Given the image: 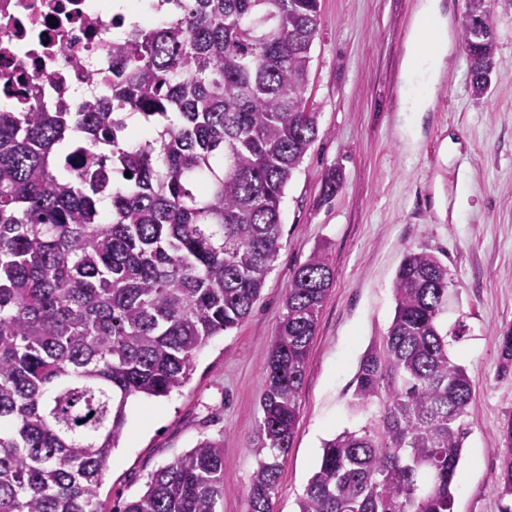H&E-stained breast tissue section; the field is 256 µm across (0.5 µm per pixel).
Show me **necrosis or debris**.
<instances>
[{
	"label": "necrosis or debris",
	"instance_id": "obj_1",
	"mask_svg": "<svg viewBox=\"0 0 512 512\" xmlns=\"http://www.w3.org/2000/svg\"><path fill=\"white\" fill-rule=\"evenodd\" d=\"M115 0H0V111L39 94L48 112L72 86L112 71V40L125 24Z\"/></svg>",
	"mask_w": 512,
	"mask_h": 512
}]
</instances>
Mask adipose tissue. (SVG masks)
Listing matches in <instances>:
<instances>
[{
    "mask_svg": "<svg viewBox=\"0 0 512 512\" xmlns=\"http://www.w3.org/2000/svg\"><path fill=\"white\" fill-rule=\"evenodd\" d=\"M449 54L448 33L440 0H421L407 44L403 68L406 88L400 99L405 112H422L439 83Z\"/></svg>",
    "mask_w": 512,
    "mask_h": 512,
    "instance_id": "1",
    "label": "adipose tissue"
}]
</instances>
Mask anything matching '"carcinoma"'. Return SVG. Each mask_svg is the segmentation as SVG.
Segmentation results:
<instances>
[{
  "label": "carcinoma",
  "mask_w": 512,
  "mask_h": 512,
  "mask_svg": "<svg viewBox=\"0 0 512 512\" xmlns=\"http://www.w3.org/2000/svg\"><path fill=\"white\" fill-rule=\"evenodd\" d=\"M319 20V0H186L112 42V78L85 111L0 112V512H104L129 401L184 386L197 351L250 315L282 248L285 189L319 134L305 99ZM460 35L480 99L497 50L488 0H467ZM128 111L156 135L123 134ZM332 280L320 250L291 275L263 360L249 512H274ZM449 284L435 254L403 257L392 322L355 378L378 410L323 442L298 512H454L474 383L448 355L466 331L442 320ZM498 352L511 370L512 330ZM503 438L502 501L512 418ZM223 502L224 442L204 438L121 512Z\"/></svg>",
  "instance_id": "cac0c4a2"
}]
</instances>
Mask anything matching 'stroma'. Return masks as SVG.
I'll list each match as a JSON object with an SVG mask.
<instances>
[{"mask_svg": "<svg viewBox=\"0 0 512 512\" xmlns=\"http://www.w3.org/2000/svg\"><path fill=\"white\" fill-rule=\"evenodd\" d=\"M418 4L321 0L306 92L319 135L282 199L283 247L251 314L196 354L185 386L128 404L124 435L98 489L107 512H121L143 494L151 473L203 438L224 442V512H248L263 358L293 269L320 250L334 279L275 502L276 512H297L323 440L369 418L353 406L356 373L392 321L398 265L407 251L422 249L448 267L446 319L467 328L448 354L474 380L455 512H500L492 484L505 452L503 424L512 416V373H503L496 346L512 329V9H494L495 69L477 100L458 45L465 0H441L452 62L426 111L402 112V68ZM333 168L342 182L328 198L324 182Z\"/></svg>", "mask_w": 512, "mask_h": 512, "instance_id": "1", "label": "stroma"}]
</instances>
